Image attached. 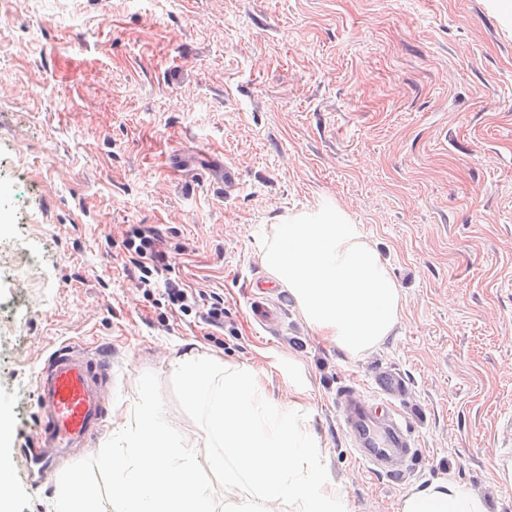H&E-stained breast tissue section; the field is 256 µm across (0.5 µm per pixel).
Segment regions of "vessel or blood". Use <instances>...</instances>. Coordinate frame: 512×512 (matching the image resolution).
<instances>
[{
	"label": "vessel or blood",
	"mask_w": 512,
	"mask_h": 512,
	"mask_svg": "<svg viewBox=\"0 0 512 512\" xmlns=\"http://www.w3.org/2000/svg\"><path fill=\"white\" fill-rule=\"evenodd\" d=\"M112 378V363L102 352L65 345L53 352L41 369L36 387V425L20 451L24 467L50 472L59 456L74 448L90 447L109 418L104 389ZM375 393L355 386L336 394L346 431L362 462L370 469L395 473L408 455L412 439L400 414L379 420L373 396L401 398L402 377L384 370L373 379Z\"/></svg>",
	"instance_id": "vessel-or-blood-1"
}]
</instances>
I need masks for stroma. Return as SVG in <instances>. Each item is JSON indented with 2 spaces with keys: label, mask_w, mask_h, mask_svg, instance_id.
I'll return each mask as SVG.
<instances>
[{
  "label": "stroma",
  "mask_w": 512,
  "mask_h": 512,
  "mask_svg": "<svg viewBox=\"0 0 512 512\" xmlns=\"http://www.w3.org/2000/svg\"><path fill=\"white\" fill-rule=\"evenodd\" d=\"M339 209L386 260L401 311L350 357L287 289L274 328L272 224ZM128 224L188 246L174 273L224 301V327L146 296L113 246ZM112 355V419L142 374L177 406L175 361L200 351L262 370L303 404L349 512H401L435 479L512 512V20L495 0H0V410L15 512H53L58 477L22 476L36 376L61 344ZM394 368L413 456L357 457L336 391Z\"/></svg>",
  "instance_id": "1"
}]
</instances>
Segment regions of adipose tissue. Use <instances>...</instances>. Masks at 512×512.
Listing matches in <instances>:
<instances>
[{"label":"adipose tissue","instance_id":"ef3b65f1","mask_svg":"<svg viewBox=\"0 0 512 512\" xmlns=\"http://www.w3.org/2000/svg\"><path fill=\"white\" fill-rule=\"evenodd\" d=\"M261 259L305 321L348 356L384 340L400 317L399 290L385 261L343 211L273 225ZM401 512L487 510L465 486L435 480L412 491Z\"/></svg>","mask_w":512,"mask_h":512}]
</instances>
